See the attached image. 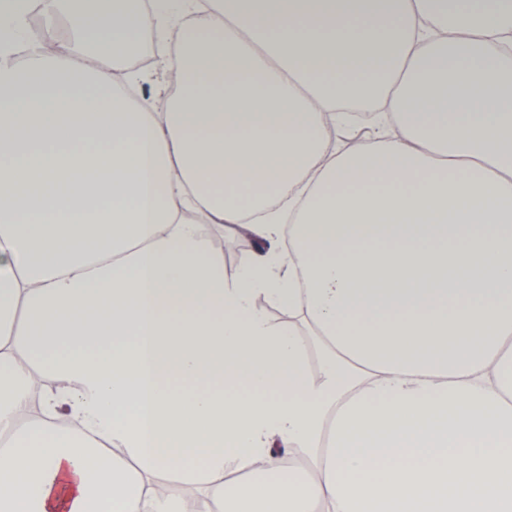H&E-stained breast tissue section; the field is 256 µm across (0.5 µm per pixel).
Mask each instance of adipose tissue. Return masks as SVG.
I'll use <instances>...</instances> for the list:
<instances>
[{"label": "adipose tissue", "instance_id": "obj_1", "mask_svg": "<svg viewBox=\"0 0 512 512\" xmlns=\"http://www.w3.org/2000/svg\"><path fill=\"white\" fill-rule=\"evenodd\" d=\"M46 6L19 62L0 0V512H512V0H199L152 98L170 14ZM145 56H147L150 59V62L147 65L143 66V69L140 71H143L144 77L146 78V81L141 83L142 91L146 96L152 95V88L154 81L159 77L164 81L165 87L167 89V84L171 87H174L177 83V81L173 80L172 71L170 73V82L168 80V73H165L166 71L163 70V61L166 60L167 56L165 53H160L159 58H156L155 54L153 53L151 47L149 46L148 40L146 39L142 49L140 50Z\"/></svg>", "mask_w": 512, "mask_h": 512}]
</instances>
